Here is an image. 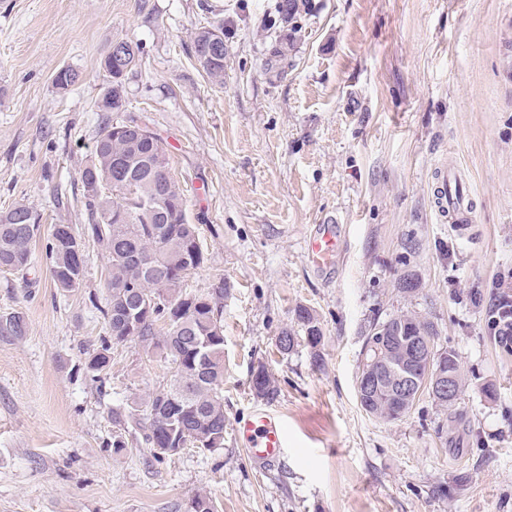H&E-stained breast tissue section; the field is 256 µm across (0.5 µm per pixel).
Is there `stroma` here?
<instances>
[{"label":"stroma","mask_w":512,"mask_h":512,"mask_svg":"<svg viewBox=\"0 0 512 512\" xmlns=\"http://www.w3.org/2000/svg\"><path fill=\"white\" fill-rule=\"evenodd\" d=\"M277 2L0 0V211L23 202L43 216L28 269L0 272V316L27 326L0 336V512H187L200 492L219 512H512V353L484 316L512 269V0H302L293 39ZM219 24L216 85L190 48ZM120 38L143 47L120 117L162 140L208 256L187 290L224 284V446L161 460L112 414L168 383V365L112 341L98 246L69 292L45 253L53 225L87 222L79 174L105 118L101 61ZM65 67L81 79L61 91ZM440 165L466 178V234L434 212ZM329 219L344 244L323 273L305 240ZM409 274L420 287L407 295ZM301 305L323 342L280 353ZM395 314L431 322L457 353L455 410L426 395L396 421L362 410L365 336ZM106 341L100 383L85 363ZM261 364L276 386L264 399L250 389ZM257 407L288 434L267 465L235 433Z\"/></svg>","instance_id":"1"}]
</instances>
